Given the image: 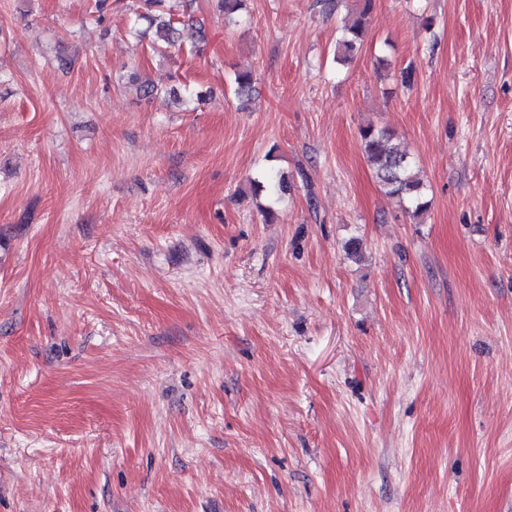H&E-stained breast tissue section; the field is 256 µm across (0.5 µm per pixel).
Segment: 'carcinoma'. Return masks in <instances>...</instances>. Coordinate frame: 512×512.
I'll list each match as a JSON object with an SVG mask.
<instances>
[{
  "mask_svg": "<svg viewBox=\"0 0 512 512\" xmlns=\"http://www.w3.org/2000/svg\"><path fill=\"white\" fill-rule=\"evenodd\" d=\"M143 2L144 11L134 13L132 24H145L155 29L158 41L153 46L165 44L174 47L183 44V39H192L198 34L193 25L175 17L174 8L163 9L164 0ZM371 6L372 0H363L358 16L344 25L343 35L336 45V60L351 61L361 50ZM220 8L224 13V24H235L239 12L244 9V0H221ZM234 82L238 97L250 96L253 83L250 72L236 73ZM360 143L364 159L384 196L396 200L414 218L424 215L430 207L426 184L410 153L394 142V134L368 124L360 129ZM284 184L285 176L271 168L263 173L261 179L250 181L251 194L256 197L264 190L273 198L283 190Z\"/></svg>",
  "mask_w": 512,
  "mask_h": 512,
  "instance_id": "cac0c4a2",
  "label": "carcinoma"
}]
</instances>
